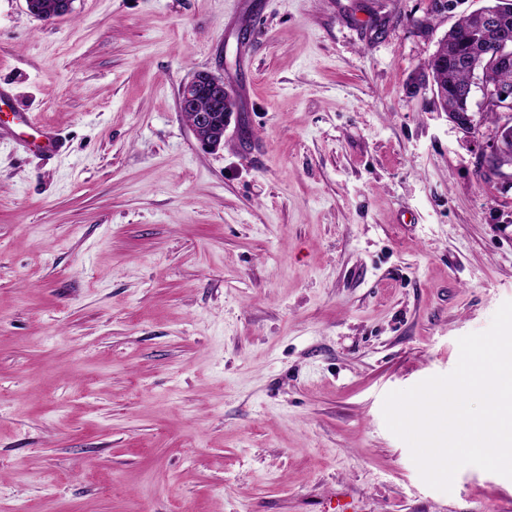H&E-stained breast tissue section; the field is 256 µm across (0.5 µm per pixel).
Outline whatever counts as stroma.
Returning <instances> with one entry per match:
<instances>
[{"label": "stroma", "instance_id": "1", "mask_svg": "<svg viewBox=\"0 0 512 512\" xmlns=\"http://www.w3.org/2000/svg\"><path fill=\"white\" fill-rule=\"evenodd\" d=\"M430 2L0 0V512H512L382 413L512 301L497 125L423 81ZM209 98V104L205 100ZM179 107L202 149L224 144V135L232 117L233 98L224 80L207 71L196 72L180 89ZM224 106V112H219ZM191 118V119H190Z\"/></svg>", "mask_w": 512, "mask_h": 512}]
</instances>
